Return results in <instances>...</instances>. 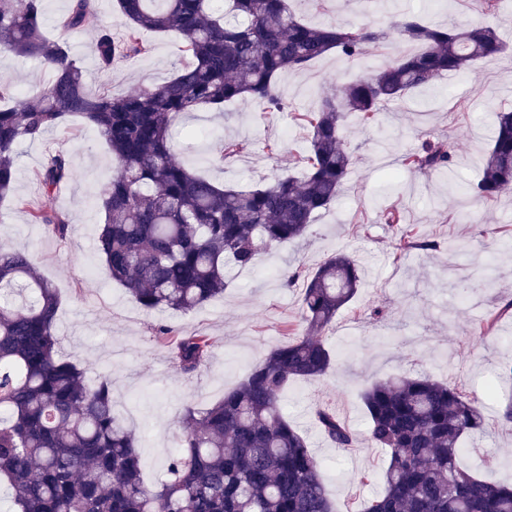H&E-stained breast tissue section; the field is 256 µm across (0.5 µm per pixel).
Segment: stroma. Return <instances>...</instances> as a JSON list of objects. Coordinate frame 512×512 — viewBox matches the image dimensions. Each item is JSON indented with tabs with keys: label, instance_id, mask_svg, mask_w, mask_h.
I'll list each match as a JSON object with an SVG mask.
<instances>
[{
	"label": "stroma",
	"instance_id": "35a3bbf8",
	"mask_svg": "<svg viewBox=\"0 0 512 512\" xmlns=\"http://www.w3.org/2000/svg\"><path fill=\"white\" fill-rule=\"evenodd\" d=\"M69 6V0H45L42 28L65 43L92 93L121 95L160 83L192 60L179 36L149 32L148 54L102 70L90 49L95 27L64 29ZM292 8L309 24L337 18L385 31L387 37L357 59L332 52L302 72L283 74L278 81L287 103L283 111L237 102L179 121L172 131L177 158L214 182L247 190L294 174L296 158L310 148L309 129L300 114L317 104L325 88L358 79L399 52L414 50V43L397 34L407 18L433 27L487 25L505 49L478 61L466 74L441 76L434 88L387 104L370 125L348 119L345 141L354 164L340 197L316 218L305 241L261 257L253 268H227L230 286L223 297L190 314L145 311L105 274L95 249L103 221L98 202L115 163L97 130L80 121L52 129L43 139L21 142L16 149V194L27 200L40 195L35 175L46 153L58 150L70 157L71 178L47 202L69 214L67 238L47 235L27 210L7 203L0 206V240L30 253L58 289L62 353L85 369L90 382L111 380L115 409L140 438L147 484L166 475V459L177 450L184 405L207 407L273 346L304 334L301 291L282 286L280 268L296 259L314 268L338 252L354 256L361 281L325 335L337 361L324 377L293 384L281 396L289 420L307 432L325 463L327 491L338 512H361L380 490L379 484L358 482L361 472H378L388 463L387 453L364 438L367 418L361 395L397 373L427 375L483 394L487 431L468 442L460 463L492 480L512 483V433L497 423L505 397L485 393L502 365L512 360V317L502 319L492 333L481 331L487 316L512 298V250L499 247L502 237L512 238V193L482 200L466 192L479 178L496 112L512 110V0H505L494 15L484 12L481 0H293ZM51 78L38 60L0 50V80L12 82L20 92L34 94ZM428 136L456 142V191H449L440 173L402 169L401 157ZM234 137L249 140L248 152L212 165L219 139ZM272 142L280 143L278 153L268 152ZM388 208L401 209L418 235L453 241L455 251L397 253L393 230L379 221ZM381 306L386 316L372 319L371 311ZM161 324L213 339L209 360L193 376L176 371L168 347L155 340L154 329ZM319 405L345 411L361 437L357 448L343 451L321 436L312 419Z\"/></svg>",
	"mask_w": 512,
	"mask_h": 512
}]
</instances>
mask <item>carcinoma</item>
<instances>
[{
  "label": "carcinoma",
  "mask_w": 512,
  "mask_h": 512,
  "mask_svg": "<svg viewBox=\"0 0 512 512\" xmlns=\"http://www.w3.org/2000/svg\"><path fill=\"white\" fill-rule=\"evenodd\" d=\"M121 33L98 27L92 52L103 70L149 52L145 32L178 34L193 62L166 82L124 95L94 94L66 45L42 31L41 0H0V49L39 60L53 79L33 95L0 84V203L29 209L31 221L63 240L67 213L32 205L14 194L16 146L41 139L74 118L95 125L117 161L101 192L104 220L95 248L113 282L142 308L191 312L224 294V268H251L259 255L297 243L316 216L340 196L354 164L342 129L351 115L367 122L392 101L429 87L442 73L463 74L503 51L496 31L429 28L415 19L400 34L421 45L391 64L332 87L303 115L310 127L302 177L281 176L238 190L195 173L176 159L171 131L185 114L227 102L284 108L278 77L304 69L335 50L362 56L378 34L366 27L312 25L289 0H116ZM95 20L92 0H71L64 27L82 30ZM250 143L222 139L219 161ZM455 153L448 139L427 140L402 158L407 170L448 173ZM70 157L50 151L36 175L50 197L71 176ZM480 199L512 190V112L497 115L479 181ZM380 220L399 235V247L430 250L412 240L398 209ZM286 288H302L304 335L271 348L264 361L210 407L181 413L180 451L166 460V478L144 484L138 439L115 413L112 382L89 384L84 371L58 352L61 299L30 254L0 245V485L16 512H335L323 462L288 420L281 392L314 381L334 366L322 338L356 295L357 261L336 253L317 267L298 263L279 273ZM170 347L177 370L195 373L213 341L201 333L155 329ZM373 446L389 457L380 493L362 512H512V486L463 469V441L485 428L483 400L428 376L399 374L362 394ZM313 418L341 450L357 444L350 425L330 406Z\"/></svg>",
  "instance_id": "1"
}]
</instances>
